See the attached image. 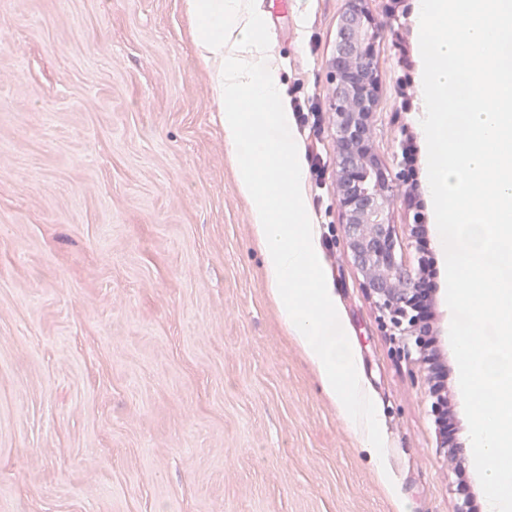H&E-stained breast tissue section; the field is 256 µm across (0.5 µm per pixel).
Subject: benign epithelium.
I'll return each mask as SVG.
<instances>
[{"label":"benign epithelium","instance_id":"obj_1","mask_svg":"<svg viewBox=\"0 0 512 512\" xmlns=\"http://www.w3.org/2000/svg\"><path fill=\"white\" fill-rule=\"evenodd\" d=\"M383 31L371 17L369 0H347L329 59L335 84L330 117L336 142V195L346 248L362 276V288L380 312L382 325L400 336L404 355L434 374L435 358L427 354L433 330L421 321L422 309L433 292L422 277L426 260L420 258L416 269L402 263L389 217L405 173L390 175L370 146L379 105L374 48ZM431 397L435 422L447 423V397L437 391Z\"/></svg>","mask_w":512,"mask_h":512}]
</instances>
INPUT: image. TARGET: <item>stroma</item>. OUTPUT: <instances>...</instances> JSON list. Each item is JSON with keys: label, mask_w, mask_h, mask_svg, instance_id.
<instances>
[{"label": "stroma", "mask_w": 512, "mask_h": 512, "mask_svg": "<svg viewBox=\"0 0 512 512\" xmlns=\"http://www.w3.org/2000/svg\"><path fill=\"white\" fill-rule=\"evenodd\" d=\"M345 0H292L270 44L322 177L305 192L322 268L384 439L376 467L265 285L183 0H0V512H485L427 194L417 0H371L372 148L413 174L390 210L428 303L448 431L346 249L328 61ZM397 19H390L389 11ZM425 231L409 236L414 214ZM386 478H379L378 469Z\"/></svg>", "instance_id": "35a3bbf8"}]
</instances>
